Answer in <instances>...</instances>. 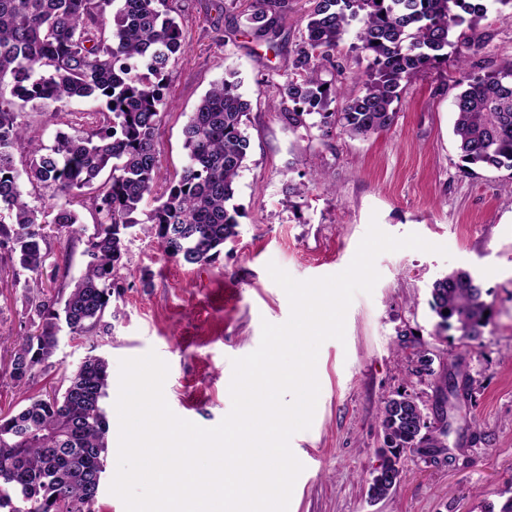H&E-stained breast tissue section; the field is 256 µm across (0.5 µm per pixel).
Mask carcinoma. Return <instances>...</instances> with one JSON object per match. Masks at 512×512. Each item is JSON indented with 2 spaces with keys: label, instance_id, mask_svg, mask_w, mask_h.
<instances>
[{
  "label": "carcinoma",
  "instance_id": "1",
  "mask_svg": "<svg viewBox=\"0 0 512 512\" xmlns=\"http://www.w3.org/2000/svg\"><path fill=\"white\" fill-rule=\"evenodd\" d=\"M308 2L304 35L284 65L279 94L292 104L284 118L308 132L337 129L351 138L393 125V104L412 76L448 64L450 52L463 62L468 32L487 14V0ZM287 10L288 0H253L248 31L275 47L278 18ZM179 16L176 0H0V253L23 287L30 324L10 356L9 378L19 389L53 354L60 323L83 339L111 333L105 314L123 287L133 231L155 239L168 258L200 266L237 235L231 201L249 157L250 103L233 72L213 83L189 116L182 130L186 164L154 197L148 223L136 218L153 197L167 80L186 52ZM350 35L368 65L347 87L336 50ZM457 85L454 134L463 162L512 171V66L463 71ZM78 98L99 102L79 122L66 112ZM45 101L68 127L50 146L37 143L24 111ZM81 207L95 217L90 233ZM53 227L85 245V270L62 302L42 287ZM481 297L467 271L437 279L430 301L436 331L453 328L464 343L478 341ZM108 387V363L91 355L63 385L26 397L17 411L0 410V512H93L108 449ZM424 417L408 394L382 401L384 448L370 498L399 484L404 453L438 447L423 431Z\"/></svg>",
  "mask_w": 512,
  "mask_h": 512
}]
</instances>
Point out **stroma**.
<instances>
[{
  "label": "stroma",
  "instance_id": "stroma-1",
  "mask_svg": "<svg viewBox=\"0 0 512 512\" xmlns=\"http://www.w3.org/2000/svg\"><path fill=\"white\" fill-rule=\"evenodd\" d=\"M219 0H180L187 49L172 70L173 105L160 127L156 193L185 162L182 129L212 82L236 72L250 101L251 152L237 180L238 234L218 259L188 266L166 258L151 238L128 244L133 275L112 298V332L82 343L60 329L58 344L29 388L59 385L85 357L109 364L103 402L112 410L119 361L156 352L169 366L164 396L179 417L205 428L231 410L232 359L260 344L261 324L284 323L290 305L267 271L275 263L298 280L333 275L352 261L370 220L387 234H419L449 257L405 249L384 253L372 293L357 294L345 338L326 340L317 359L320 393L309 429L290 446L303 464L289 512H506L512 505V172L468 169L453 134L457 75L448 67L413 76L397 117L365 138L322 136L279 115L282 65L305 28L308 0H288L277 49L246 27L252 0L219 10ZM468 71L512 64V13L489 11L473 31ZM57 270H45L52 295L66 297L84 270L82 242L51 240ZM463 269L483 285L488 313L480 346L455 330L437 332L431 288ZM22 287L0 274V335L22 334ZM432 375H416L418 358ZM410 394L421 404L436 456L407 452L401 480L386 497L368 495L383 446L385 397Z\"/></svg>",
  "mask_w": 512,
  "mask_h": 512
}]
</instances>
